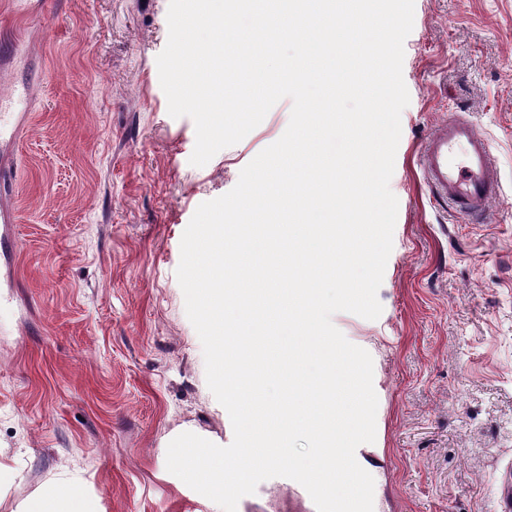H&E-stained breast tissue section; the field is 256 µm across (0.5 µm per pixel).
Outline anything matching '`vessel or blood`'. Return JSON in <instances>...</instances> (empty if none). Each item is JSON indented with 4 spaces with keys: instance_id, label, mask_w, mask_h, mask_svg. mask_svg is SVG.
Segmentation results:
<instances>
[{
    "instance_id": "obj_1",
    "label": "vessel or blood",
    "mask_w": 512,
    "mask_h": 512,
    "mask_svg": "<svg viewBox=\"0 0 512 512\" xmlns=\"http://www.w3.org/2000/svg\"><path fill=\"white\" fill-rule=\"evenodd\" d=\"M27 104V92L0 95V146L18 141ZM420 166L435 203L458 217L484 220L502 195L491 141L470 117L456 113L439 125L422 145Z\"/></svg>"
}]
</instances>
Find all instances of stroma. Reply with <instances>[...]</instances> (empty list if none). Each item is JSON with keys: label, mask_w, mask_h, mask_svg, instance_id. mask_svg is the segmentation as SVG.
I'll list each match as a JSON object with an SVG mask.
<instances>
[{"label": "stroma", "mask_w": 512, "mask_h": 512, "mask_svg": "<svg viewBox=\"0 0 512 512\" xmlns=\"http://www.w3.org/2000/svg\"><path fill=\"white\" fill-rule=\"evenodd\" d=\"M169 0H0V81L35 98L10 153L17 287L0 290V512L58 475L101 512H213L166 468L184 432L226 446L176 277L198 206L286 130L280 100L239 143L191 165L157 57ZM25 48L23 57L13 46ZM410 102L390 189L398 199L378 319L333 324L373 359L372 461L384 512H499L512 475V0H414ZM490 138L503 194L488 222L433 206L417 152L449 113Z\"/></svg>", "instance_id": "1"}]
</instances>
